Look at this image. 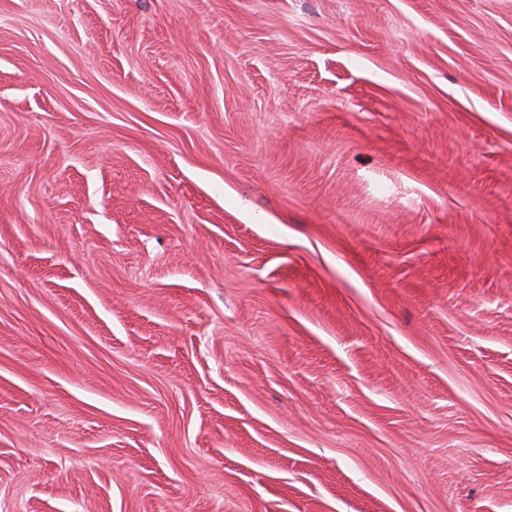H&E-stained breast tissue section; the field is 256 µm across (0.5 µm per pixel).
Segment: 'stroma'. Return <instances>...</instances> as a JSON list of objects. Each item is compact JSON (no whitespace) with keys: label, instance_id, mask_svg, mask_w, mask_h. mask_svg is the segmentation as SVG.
<instances>
[{"label":"stroma","instance_id":"stroma-1","mask_svg":"<svg viewBox=\"0 0 512 512\" xmlns=\"http://www.w3.org/2000/svg\"><path fill=\"white\" fill-rule=\"evenodd\" d=\"M0 512H512V0H0Z\"/></svg>","mask_w":512,"mask_h":512}]
</instances>
